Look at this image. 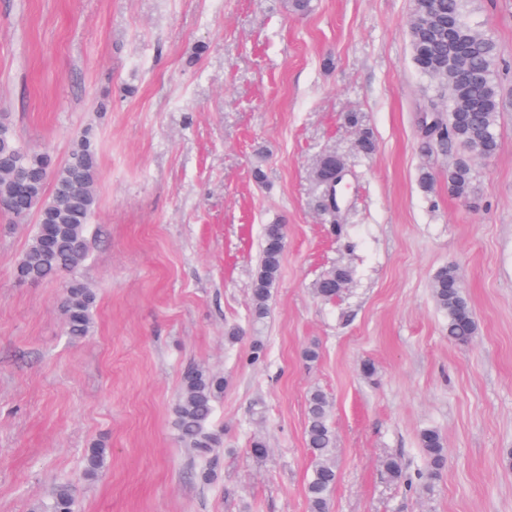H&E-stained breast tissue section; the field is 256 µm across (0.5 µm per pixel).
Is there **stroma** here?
Returning <instances> with one entry per match:
<instances>
[{"mask_svg":"<svg viewBox=\"0 0 512 512\" xmlns=\"http://www.w3.org/2000/svg\"><path fill=\"white\" fill-rule=\"evenodd\" d=\"M411 11L412 0H312L305 15L288 0H0V115L57 162L86 133L98 157L75 271L16 281L36 219L0 210V512H34L64 482L78 512H309L315 389L333 404L331 512H512V0L467 2L497 43L506 107L499 150L476 163L464 199L448 191L452 155L421 146L418 114L438 85L413 64ZM328 151L345 162L333 215L314 178ZM267 224L284 225L286 247L257 321ZM446 265L478 323L465 346L432 297ZM338 266L350 281L319 298ZM75 279L97 294L81 341L61 313ZM191 367L224 379L207 461L174 428ZM424 428L447 453L422 497L383 461L425 471ZM97 442L109 456L90 481L83 457ZM349 271L345 268H337L336 270L328 273L317 283L316 293L324 300H330L338 295L339 288H330L332 285L344 284L349 279Z\"/></svg>","mask_w":512,"mask_h":512,"instance_id":"stroma-1","label":"stroma"}]
</instances>
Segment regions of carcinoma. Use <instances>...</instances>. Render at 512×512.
Listing matches in <instances>:
<instances>
[{
    "instance_id": "cac0c4a2",
    "label": "carcinoma",
    "mask_w": 512,
    "mask_h": 512,
    "mask_svg": "<svg viewBox=\"0 0 512 512\" xmlns=\"http://www.w3.org/2000/svg\"><path fill=\"white\" fill-rule=\"evenodd\" d=\"M467 0H413L408 35L413 63L418 72L440 81L446 99L433 102L425 111L438 112L452 136L451 147L457 157L448 166V192L468 196L474 178L473 162L498 151L497 118L503 107L495 67L498 49L493 38L466 17ZM96 150L69 155L57 181L80 178L81 186L63 204L55 191H38L14 202L9 200L8 184H0V208L17 220L31 214L58 213L57 224H36L31 241L14 268L20 282L37 283L75 270L87 253L89 221L96 209ZM285 231L280 224L263 228L261 261L253 278L251 296L253 317L261 320L268 313L283 256L280 247ZM349 271L338 268L317 283L316 293L324 300L338 295L336 284H344ZM432 296L447 320L448 340L469 344L477 333V322L464 294L456 266L442 267L433 277ZM96 294L84 283L70 282L63 315L67 335L82 340L92 331V310ZM224 392V380L209 371L191 367L182 376V392L174 407V427L180 442L196 455L207 457L219 447L220 439L211 429L215 403ZM306 447L314 468L306 486L309 512H329L330 495L338 473L334 460L336 436L332 428L329 404L319 391L310 394L304 430ZM418 444L427 470L416 491L428 493L440 480L445 465V448L440 433L425 428L418 433ZM108 449L95 446L85 455L84 477L94 479L103 468ZM75 489L60 484L42 512H77Z\"/></svg>"
}]
</instances>
